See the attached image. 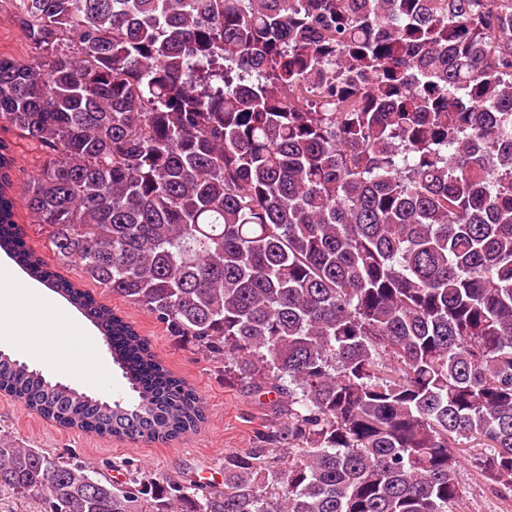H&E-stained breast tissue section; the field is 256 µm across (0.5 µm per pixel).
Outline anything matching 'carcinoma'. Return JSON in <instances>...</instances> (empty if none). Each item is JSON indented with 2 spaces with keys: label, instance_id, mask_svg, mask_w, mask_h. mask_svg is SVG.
I'll list each match as a JSON object with an SVG mask.
<instances>
[{
  "label": "carcinoma",
  "instance_id": "carcinoma-1",
  "mask_svg": "<svg viewBox=\"0 0 512 512\" xmlns=\"http://www.w3.org/2000/svg\"><path fill=\"white\" fill-rule=\"evenodd\" d=\"M0 121L44 149L26 207L61 265L285 412L224 487L0 435V488L49 512H453L461 459L512 497V0H13ZM87 313L134 402L11 357L60 426L168 441L205 403L134 326L9 230ZM34 48L19 28L10 0H0V55L30 59Z\"/></svg>",
  "mask_w": 512,
  "mask_h": 512
}]
</instances>
